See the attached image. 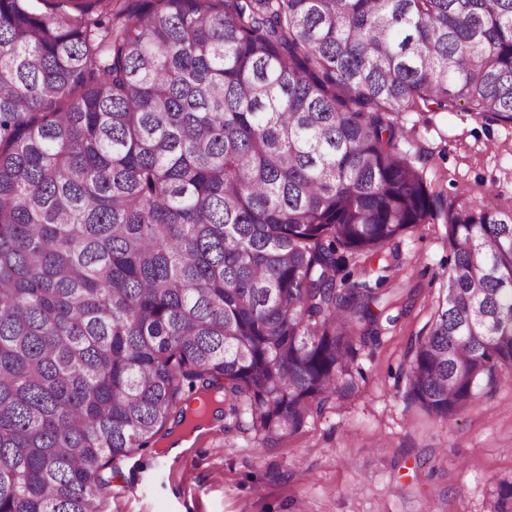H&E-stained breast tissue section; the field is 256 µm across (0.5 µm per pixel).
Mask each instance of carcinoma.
Instances as JSON below:
<instances>
[{
  "instance_id": "cac0c4a2",
  "label": "carcinoma",
  "mask_w": 512,
  "mask_h": 512,
  "mask_svg": "<svg viewBox=\"0 0 512 512\" xmlns=\"http://www.w3.org/2000/svg\"><path fill=\"white\" fill-rule=\"evenodd\" d=\"M0 0V512H104L211 390L265 439L354 389L443 224L408 395L512 375V203L431 188L407 110L512 124V0Z\"/></svg>"
}]
</instances>
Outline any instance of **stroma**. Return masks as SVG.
<instances>
[{
  "instance_id": "stroma-1",
  "label": "stroma",
  "mask_w": 512,
  "mask_h": 512,
  "mask_svg": "<svg viewBox=\"0 0 512 512\" xmlns=\"http://www.w3.org/2000/svg\"><path fill=\"white\" fill-rule=\"evenodd\" d=\"M402 147L432 187L487 202L512 199V125L467 112L400 113ZM385 285L409 306L355 364V389L298 431L264 440L247 419L212 422L172 457L132 453L112 474L105 512H494L512 482V380L444 423L406 396L409 343L446 279L441 224L409 231Z\"/></svg>"
}]
</instances>
